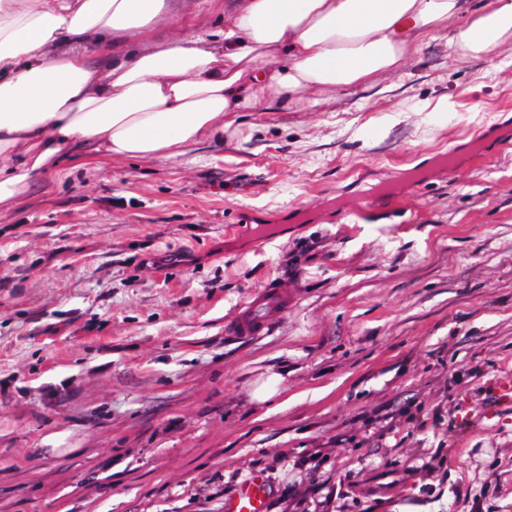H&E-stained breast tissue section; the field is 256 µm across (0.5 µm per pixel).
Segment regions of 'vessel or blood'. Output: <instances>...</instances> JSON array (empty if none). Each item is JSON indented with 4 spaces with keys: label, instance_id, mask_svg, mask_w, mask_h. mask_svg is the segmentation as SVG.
Returning <instances> with one entry per match:
<instances>
[{
    "label": "vessel or blood",
    "instance_id": "vessel-or-blood-1",
    "mask_svg": "<svg viewBox=\"0 0 512 512\" xmlns=\"http://www.w3.org/2000/svg\"><path fill=\"white\" fill-rule=\"evenodd\" d=\"M289 289L272 284L253 294L243 305L228 330L235 336H261L271 330L292 305ZM224 512H267L266 481L255 474L239 487L224 505Z\"/></svg>",
    "mask_w": 512,
    "mask_h": 512
}]
</instances>
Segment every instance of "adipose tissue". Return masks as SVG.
<instances>
[{"mask_svg": "<svg viewBox=\"0 0 512 512\" xmlns=\"http://www.w3.org/2000/svg\"><path fill=\"white\" fill-rule=\"evenodd\" d=\"M171 5L0 0V208L60 162L174 158L225 113L398 71L428 36L512 39V0H239L223 31L153 37Z\"/></svg>", "mask_w": 512, "mask_h": 512, "instance_id": "obj_1", "label": "adipose tissue"}]
</instances>
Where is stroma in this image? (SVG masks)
<instances>
[{
	"instance_id": "35a3bbf8",
	"label": "stroma",
	"mask_w": 512,
	"mask_h": 512,
	"mask_svg": "<svg viewBox=\"0 0 512 512\" xmlns=\"http://www.w3.org/2000/svg\"><path fill=\"white\" fill-rule=\"evenodd\" d=\"M175 0L157 36L216 32ZM183 254L177 265L163 264ZM268 334L224 333L269 282ZM278 376L277 394L256 398ZM512 50L228 112L0 209V512H512ZM225 512H267L266 481L260 474H253L243 482L235 495L224 503Z\"/></svg>"
}]
</instances>
